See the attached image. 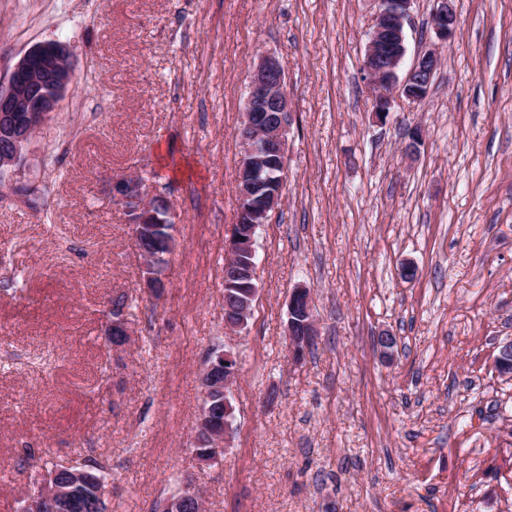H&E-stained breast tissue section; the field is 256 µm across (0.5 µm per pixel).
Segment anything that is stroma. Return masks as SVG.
<instances>
[{
  "label": "stroma",
  "instance_id": "35a3bbf8",
  "mask_svg": "<svg viewBox=\"0 0 512 512\" xmlns=\"http://www.w3.org/2000/svg\"><path fill=\"white\" fill-rule=\"evenodd\" d=\"M433 7L413 4L405 64L436 41ZM456 8L426 97L393 90L381 124L363 70L375 0H0V81L41 41L76 63L0 178V512H23L52 465L98 462L110 512H154L190 483L204 512H512V377L494 367L512 337V0ZM264 52L288 71V174L233 332L235 130ZM135 173L175 208L159 297L112 199L113 176ZM298 286L319 339L296 363ZM122 293L135 333L117 347ZM215 350L238 360L235 418L205 466L194 433Z\"/></svg>",
  "mask_w": 512,
  "mask_h": 512
}]
</instances>
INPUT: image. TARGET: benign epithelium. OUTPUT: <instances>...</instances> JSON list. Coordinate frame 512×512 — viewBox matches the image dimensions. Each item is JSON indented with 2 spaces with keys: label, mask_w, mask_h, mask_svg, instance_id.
Instances as JSON below:
<instances>
[{
  "label": "benign epithelium",
  "mask_w": 512,
  "mask_h": 512,
  "mask_svg": "<svg viewBox=\"0 0 512 512\" xmlns=\"http://www.w3.org/2000/svg\"><path fill=\"white\" fill-rule=\"evenodd\" d=\"M378 10L363 58V69L372 86V112L382 120L392 104L391 91L398 87L409 99L425 97L422 89L430 88L441 64L435 50L419 53L399 77L407 52L406 25L414 0H376ZM431 27L443 43L454 39L459 28L455 0H435ZM76 64L68 47L58 41L36 43L25 51L0 87V176L20 166L23 152L32 139L53 118L75 74ZM287 68L273 53L261 56L249 71L248 94L240 126L235 135L242 146L237 171L238 221L231 225L225 244V271L237 280L251 283L239 294L224 293V325L233 330L246 327L258 294L256 277V242L263 224L278 210L283 196L263 191L261 175L273 157L287 159L288 130L292 106L286 91ZM112 198L126 208L132 224L137 249L143 253L145 278L143 287L156 292L164 288L160 277L165 256L175 249V237L161 234L166 210L174 216L170 200L155 192L138 174L121 175L112 180ZM289 348L294 360L318 338L310 291L298 287L288 302L287 324ZM112 341L128 340L130 329L124 311L112 309ZM376 349L385 359H393L398 341L382 330L375 338ZM495 366L503 373L512 369V338L496 346ZM238 374L236 356L230 351L215 352L207 362L201 378L203 404L200 411V434L208 446L221 448L234 420L232 391ZM224 395V423L217 425L211 417L212 394ZM68 484L51 474L44 487L29 497L25 512H52L69 496ZM198 492L192 486L161 505L162 512H184L193 507L201 510Z\"/></svg>",
  "instance_id": "benign-epithelium-1"
}]
</instances>
